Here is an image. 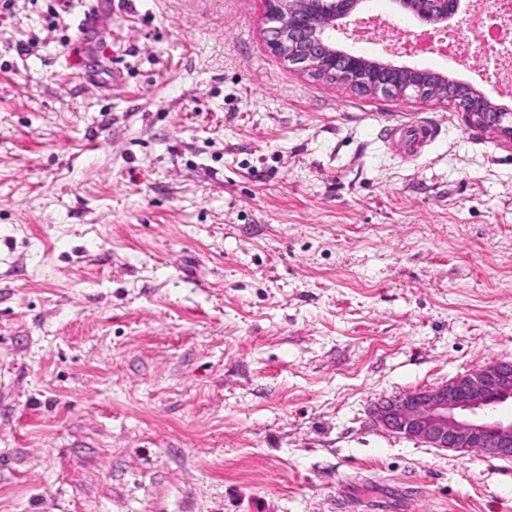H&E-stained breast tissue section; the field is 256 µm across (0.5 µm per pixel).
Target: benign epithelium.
I'll use <instances>...</instances> for the list:
<instances>
[{
	"label": "benign epithelium",
	"instance_id": "obj_1",
	"mask_svg": "<svg viewBox=\"0 0 512 512\" xmlns=\"http://www.w3.org/2000/svg\"><path fill=\"white\" fill-rule=\"evenodd\" d=\"M364 0H266L268 45L283 62L315 78H335L368 94L435 98L454 105L471 127L512 143V112L482 91L451 81L441 72L395 65L336 47V35L357 36L374 18L363 17ZM460 0H391L439 33L448 28ZM512 403V362H494L424 391L383 400L377 420L385 428L431 448L475 450L512 458V420L499 417Z\"/></svg>",
	"mask_w": 512,
	"mask_h": 512
}]
</instances>
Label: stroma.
Wrapping results in <instances>:
<instances>
[{
    "instance_id": "35a3bbf8",
    "label": "stroma",
    "mask_w": 512,
    "mask_h": 512,
    "mask_svg": "<svg viewBox=\"0 0 512 512\" xmlns=\"http://www.w3.org/2000/svg\"><path fill=\"white\" fill-rule=\"evenodd\" d=\"M11 2L0 512H512V459L374 415L512 362V147L285 66L265 0ZM437 136V129L424 120L410 125L398 124L390 131L391 139L399 140L404 144L405 156L410 159L420 155Z\"/></svg>"
}]
</instances>
